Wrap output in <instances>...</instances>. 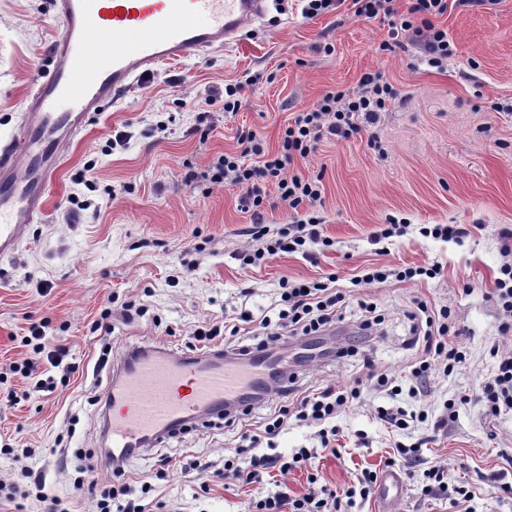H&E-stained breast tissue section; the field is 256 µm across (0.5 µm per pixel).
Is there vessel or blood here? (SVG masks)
<instances>
[{"label":"vessel or blood","instance_id":"obj_1","mask_svg":"<svg viewBox=\"0 0 512 512\" xmlns=\"http://www.w3.org/2000/svg\"><path fill=\"white\" fill-rule=\"evenodd\" d=\"M268 0H53L62 29L50 67L39 70L25 100L19 134L0 147V261L45 216L62 150L92 118L157 67L239 42ZM281 370L270 348L245 362L216 349L170 359L147 349L127 354L109 389V468L181 433L201 414L223 416L225 403H254Z\"/></svg>","mask_w":512,"mask_h":512}]
</instances>
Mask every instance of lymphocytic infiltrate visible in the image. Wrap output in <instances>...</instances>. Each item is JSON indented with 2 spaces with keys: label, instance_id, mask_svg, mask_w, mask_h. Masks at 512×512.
Here are the masks:
<instances>
[{
  "label": "lymphocytic infiltrate",
  "instance_id": "f902f5d3",
  "mask_svg": "<svg viewBox=\"0 0 512 512\" xmlns=\"http://www.w3.org/2000/svg\"><path fill=\"white\" fill-rule=\"evenodd\" d=\"M352 3L356 16L391 19L392 26L387 40L380 45L381 50H393L406 37L422 50L428 66L443 67L451 56L447 30L434 23L436 17L447 12L448 0H405V7L401 10L394 8V0H352ZM396 96L395 88L381 73H363L357 90L327 91L310 111L301 113L288 124L277 151H269L256 133L244 134L239 138L241 151L238 155L218 156L207 171L199 174L191 170L186 178L241 188L240 203L252 216V238L260 243L254 253L245 255L246 263H255L267 255L298 253L310 245L326 244L327 239L321 229L323 218L316 209L322 197V180L290 173L289 167L295 159H304L314 153L324 140H343L359 133V117L370 118L385 111ZM272 190L289 208L297 211L298 216L288 228L278 231L276 237L270 239L266 236L264 221L268 193ZM280 298L283 307L277 317L265 316L258 320L260 327L267 332L265 341L269 344L283 341L288 333L306 335L331 324L336 318V306L343 300L338 289L321 281L284 283ZM418 309L426 314L427 328L422 340L429 356L411 366L408 393L412 396L420 392L422 382L429 378L432 370L439 369L447 375L466 359L465 351L447 340L449 310L431 314L423 303ZM491 354L496 360V369L484 383L478 400L487 416L496 417L512 409V349L495 347ZM359 396L360 392L355 387L336 391L329 389L316 397H302L295 402L294 409L298 419L320 424L335 417L344 405ZM312 457V452L305 449L299 450L288 462L275 454H255L246 468L228 459L224 462V477L248 484L257 483L263 471L275 469L284 476L294 468L305 466ZM94 472V466L83 468L75 480V487L98 492L97 512H149L144 501L150 492L149 486H142L140 496L135 497L131 494L130 484L122 482L102 486ZM376 483L377 475L371 471L364 475L357 490L350 488L340 494L324 487H311L295 497L280 490L260 499L256 508L257 512H341L343 498L356 495L368 498Z\"/></svg>",
  "mask_w": 512,
  "mask_h": 512
}]
</instances>
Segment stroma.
Returning <instances> with one entry per match:
<instances>
[{
	"label": "stroma",
	"mask_w": 512,
	"mask_h": 512,
	"mask_svg": "<svg viewBox=\"0 0 512 512\" xmlns=\"http://www.w3.org/2000/svg\"><path fill=\"white\" fill-rule=\"evenodd\" d=\"M301 9V0H269L240 44L162 65L64 147L45 220L31 225L12 259L0 263V446L11 448L0 453V480L20 485L23 471L39 472L48 497L70 512H95L89 495L74 487V452L101 448L103 401L129 350L183 355L207 321L238 327L227 344L256 345L257 321L278 311L284 280L333 276L345 302L326 336L344 355L293 368L288 389L310 396L358 379L361 396L333 418L336 439L328 449L319 425L289 417L274 439L277 452L287 459L301 448L316 454L310 466L289 473V493H305L312 476L332 489L358 485L366 471L383 472L393 458L402 479L398 496L357 498L347 512H456L440 492L424 490V472L435 465L449 482L473 491L474 512H512V498L500 490L512 484V411L489 417L475 400L495 368L491 349L512 344L499 331L492 300L501 232L512 230V0H450L435 20L454 50L441 69L413 50L380 51L388 23L355 16L351 0L311 20ZM59 31L49 0H0V144L13 137ZM369 70L384 74L396 100L360 134L323 141L290 167L322 177L329 247L313 261L283 253L244 264L242 254L256 243L246 233L251 215L240 206L241 188L185 182V166L201 172L214 158L239 153L238 139L250 131L277 150L288 123L326 91L356 88ZM247 72L258 82L237 112L225 113V84ZM119 131L128 139L116 145ZM73 195L91 205L71 218ZM392 218L408 223L407 233L373 243V232ZM426 224H466L470 234L459 244L425 238L419 229ZM372 265H434L440 273L353 286L352 278ZM420 301L434 312L450 310V329L467 358L450 375L432 374L427 394L393 397L365 382V366L405 384L420 353L411 343V314ZM130 304L147 306V316L127 321ZM369 306L380 321L372 340L360 327ZM105 310L108 335L96 328ZM245 310L253 322L240 321ZM41 320L46 348L61 346L69 355L63 368L46 364L37 377L24 378L10 367L25 358L21 338ZM107 344L109 362L96 370ZM65 373L70 382L63 386ZM47 378L56 379V388L32 396L36 381ZM462 394L471 403L447 418L448 400ZM284 404L260 401L230 425L204 419L150 446L126 463V472L136 484L151 485L153 512H249L260 495L275 492L274 480L224 483V462L248 466L246 433ZM382 408L415 419L407 429L393 428L380 420Z\"/></svg>",
	"instance_id": "obj_1"
}]
</instances>
